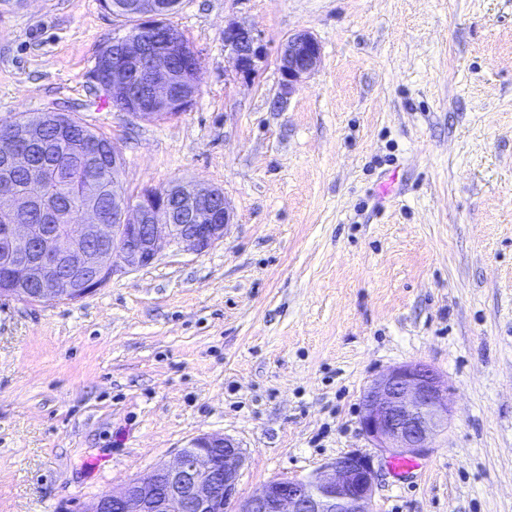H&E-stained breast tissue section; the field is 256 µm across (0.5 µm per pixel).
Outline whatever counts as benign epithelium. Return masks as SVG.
<instances>
[{
  "instance_id": "1",
  "label": "benign epithelium",
  "mask_w": 512,
  "mask_h": 512,
  "mask_svg": "<svg viewBox=\"0 0 512 512\" xmlns=\"http://www.w3.org/2000/svg\"><path fill=\"white\" fill-rule=\"evenodd\" d=\"M168 0H135L139 28L112 39L101 51L94 76L112 96V107L140 120L160 110L187 109L198 82L179 84L171 48L180 42L174 27L163 26ZM224 52L235 78L252 82L266 60L255 29L232 21L224 26ZM321 47L308 32L288 36L278 54L281 89L291 93L320 63ZM35 124H0V138L38 140ZM125 160L112 149V184L83 180L79 207L62 210L55 196L19 190L16 173L30 167L26 150L0 160V214L13 220L0 226V299L29 304L78 301L116 274L152 265L160 245L202 253L224 238L230 211L224 192L175 182L146 189L136 202L122 184ZM112 196V206L102 200ZM41 224H19L32 210ZM451 408L447 382L428 364L410 362L381 373L363 395L360 425L373 447L389 455H420L448 429ZM246 462L240 444L226 435L191 440L171 463H162L97 497L80 512H372L378 470L373 459L354 451L316 473L280 477L248 497H238V479Z\"/></svg>"
}]
</instances>
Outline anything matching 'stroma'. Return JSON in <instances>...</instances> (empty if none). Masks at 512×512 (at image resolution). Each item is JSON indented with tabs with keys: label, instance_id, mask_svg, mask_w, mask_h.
I'll list each match as a JSON object with an SVG mask.
<instances>
[{
	"label": "stroma",
	"instance_id": "stroma-1",
	"mask_svg": "<svg viewBox=\"0 0 512 512\" xmlns=\"http://www.w3.org/2000/svg\"><path fill=\"white\" fill-rule=\"evenodd\" d=\"M200 91L141 121L92 74L128 21L102 0L0 10V122L54 109L122 150L129 197L223 190L224 237L162 247L78 301L0 302V512H80L201 434L238 494L373 456V512H512V0H181ZM262 36L236 79L224 26ZM319 67L282 106L293 33ZM410 361L447 381L448 429L398 475L364 389Z\"/></svg>",
	"mask_w": 512,
	"mask_h": 512
}]
</instances>
